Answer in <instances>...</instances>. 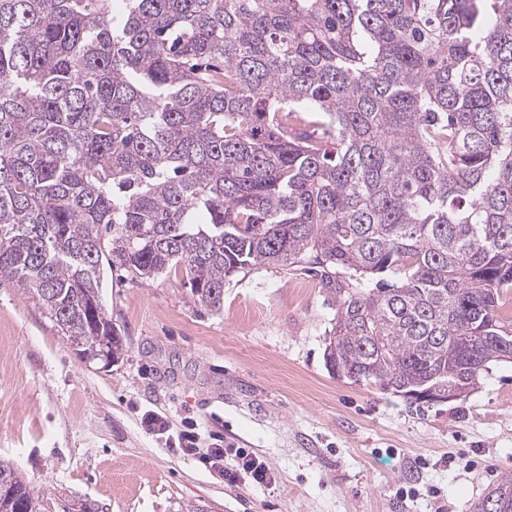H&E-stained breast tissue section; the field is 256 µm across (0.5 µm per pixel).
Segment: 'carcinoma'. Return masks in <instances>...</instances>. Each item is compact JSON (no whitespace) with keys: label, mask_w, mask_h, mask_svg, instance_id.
<instances>
[{"label":"carcinoma","mask_w":512,"mask_h":512,"mask_svg":"<svg viewBox=\"0 0 512 512\" xmlns=\"http://www.w3.org/2000/svg\"><path fill=\"white\" fill-rule=\"evenodd\" d=\"M296 263L356 383L465 398L512 360V0H0V274L83 357L122 351L107 266L218 310Z\"/></svg>","instance_id":"carcinoma-1"}]
</instances>
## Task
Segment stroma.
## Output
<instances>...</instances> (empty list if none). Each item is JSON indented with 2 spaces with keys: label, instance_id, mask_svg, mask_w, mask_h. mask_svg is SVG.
I'll list each match as a JSON object with an SVG mask.
<instances>
[{
  "label": "stroma",
  "instance_id": "obj_1",
  "mask_svg": "<svg viewBox=\"0 0 512 512\" xmlns=\"http://www.w3.org/2000/svg\"><path fill=\"white\" fill-rule=\"evenodd\" d=\"M102 300L125 343L109 367L0 276V461L41 512H473L512 473V362L429 406L334 375L336 295L314 275L238 272L215 311L181 273L135 282L116 268ZM188 429L199 447L217 435L246 449L275 483L225 482L181 451Z\"/></svg>",
  "mask_w": 512,
  "mask_h": 512
}]
</instances>
